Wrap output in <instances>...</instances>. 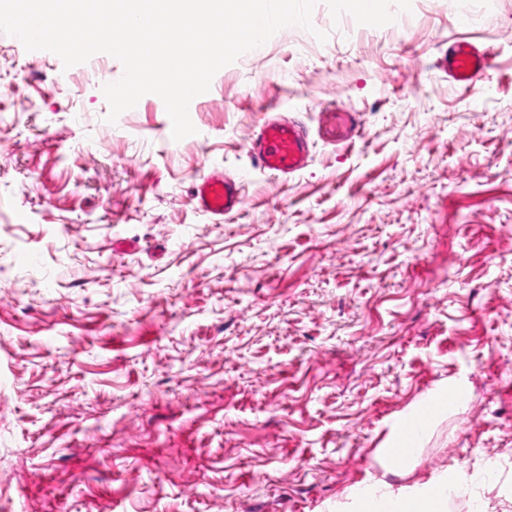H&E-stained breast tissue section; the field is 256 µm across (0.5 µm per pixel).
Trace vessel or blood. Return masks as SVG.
Returning <instances> with one entry per match:
<instances>
[{"mask_svg":"<svg viewBox=\"0 0 512 512\" xmlns=\"http://www.w3.org/2000/svg\"><path fill=\"white\" fill-rule=\"evenodd\" d=\"M488 66L486 53L464 39L455 40L438 60L442 72L468 87L473 86ZM248 151L265 170L289 175L305 167L309 141L298 125L284 119H271L259 126L248 144ZM193 192L200 208L216 217L237 211L243 205L238 181L221 172L201 178Z\"/></svg>","mask_w":512,"mask_h":512,"instance_id":"b4317fda","label":"vessel or blood"}]
</instances>
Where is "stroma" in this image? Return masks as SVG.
Here are the masks:
<instances>
[{
  "instance_id": "1",
  "label": "stroma",
  "mask_w": 512,
  "mask_h": 512,
  "mask_svg": "<svg viewBox=\"0 0 512 512\" xmlns=\"http://www.w3.org/2000/svg\"><path fill=\"white\" fill-rule=\"evenodd\" d=\"M401 20L320 2L177 144L154 94L106 122L116 58L0 34V512H356L451 472L448 512H512V0ZM455 37L494 60L470 88L437 66ZM275 115L311 141L288 178L247 150ZM215 168L244 199L221 218L193 198ZM451 385L468 401L386 469ZM410 423L404 421H397L396 429L402 433H405L410 428ZM425 425L419 423L417 425L411 426V428L407 432L406 443L407 447L410 448V454L412 455L415 452L416 447H418L419 442L421 441L424 435ZM408 448H402L401 445H396L395 448L388 449V455L390 458L406 455ZM411 455V456H412Z\"/></svg>"
}]
</instances>
